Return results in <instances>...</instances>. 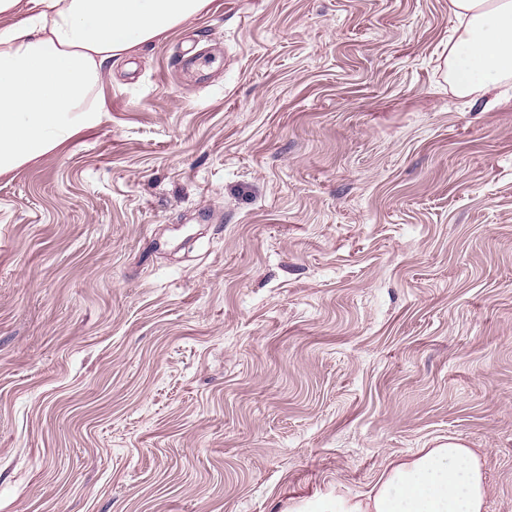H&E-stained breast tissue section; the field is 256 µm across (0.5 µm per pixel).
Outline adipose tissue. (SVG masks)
I'll list each match as a JSON object with an SVG mask.
<instances>
[{"label":"adipose tissue","instance_id":"obj_1","mask_svg":"<svg viewBox=\"0 0 512 512\" xmlns=\"http://www.w3.org/2000/svg\"><path fill=\"white\" fill-rule=\"evenodd\" d=\"M211 0H0V174L101 120L113 58L203 13ZM443 77L461 98L512 79V0H449ZM480 456L446 444L389 461L370 488L290 512H485Z\"/></svg>","mask_w":512,"mask_h":512}]
</instances>
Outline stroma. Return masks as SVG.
<instances>
[{"instance_id":"1","label":"stroma","mask_w":512,"mask_h":512,"mask_svg":"<svg viewBox=\"0 0 512 512\" xmlns=\"http://www.w3.org/2000/svg\"><path fill=\"white\" fill-rule=\"evenodd\" d=\"M448 0H212L0 175V512H289L482 451L512 512V81ZM454 20L443 77L461 98L491 93L512 79V1L449 0Z\"/></svg>"}]
</instances>
